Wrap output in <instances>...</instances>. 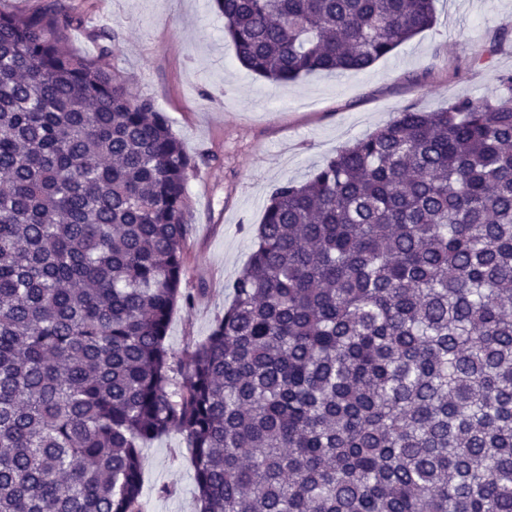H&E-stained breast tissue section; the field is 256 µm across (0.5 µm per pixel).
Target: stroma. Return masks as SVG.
<instances>
[{"label":"stroma","mask_w":512,"mask_h":512,"mask_svg":"<svg viewBox=\"0 0 512 512\" xmlns=\"http://www.w3.org/2000/svg\"><path fill=\"white\" fill-rule=\"evenodd\" d=\"M81 14L66 46L97 59L137 97L154 101L190 152L207 163L187 180L193 224L184 288L166 342L178 355L209 335L232 300L272 186L308 178L329 156L408 107L433 111L490 95L512 72V0H437L436 22L364 71L271 83L241 67L211 0H64ZM115 33L112 53L95 35ZM142 512H198L190 452L174 432L142 449Z\"/></svg>","instance_id":"1"}]
</instances>
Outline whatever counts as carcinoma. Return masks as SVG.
<instances>
[{
    "instance_id": "carcinoma-1",
    "label": "carcinoma",
    "mask_w": 512,
    "mask_h": 512,
    "mask_svg": "<svg viewBox=\"0 0 512 512\" xmlns=\"http://www.w3.org/2000/svg\"><path fill=\"white\" fill-rule=\"evenodd\" d=\"M272 83L365 70L435 0H213ZM60 0L0 10V512H141L142 445L199 512H512V73L406 108L269 194L233 299L166 345L190 153L64 51Z\"/></svg>"
}]
</instances>
